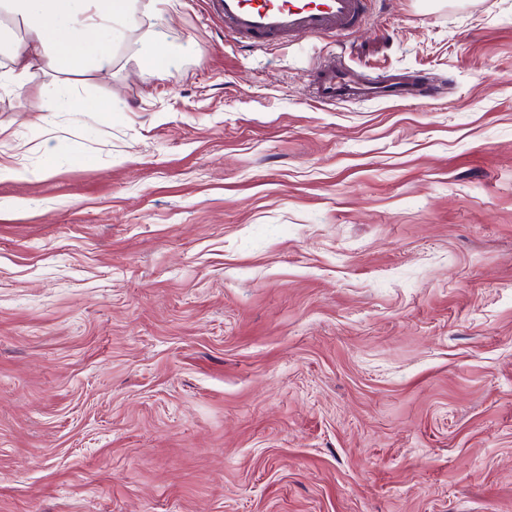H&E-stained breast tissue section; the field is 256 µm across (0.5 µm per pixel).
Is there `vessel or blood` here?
Returning a JSON list of instances; mask_svg holds the SVG:
<instances>
[{
    "label": "vessel or blood",
    "instance_id": "b4317fda",
    "mask_svg": "<svg viewBox=\"0 0 512 512\" xmlns=\"http://www.w3.org/2000/svg\"><path fill=\"white\" fill-rule=\"evenodd\" d=\"M224 28L252 45L273 38L343 35L365 19L368 0H216ZM314 99L324 106L367 100H405L413 92L400 74L353 80L351 68L332 61L317 68Z\"/></svg>",
    "mask_w": 512,
    "mask_h": 512
}]
</instances>
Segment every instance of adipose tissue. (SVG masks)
<instances>
[{
	"label": "adipose tissue",
	"mask_w": 512,
	"mask_h": 512,
	"mask_svg": "<svg viewBox=\"0 0 512 512\" xmlns=\"http://www.w3.org/2000/svg\"><path fill=\"white\" fill-rule=\"evenodd\" d=\"M169 0H0V87L24 92L33 70H107L112 47L140 16L153 18L143 34L148 63L165 76L172 66L168 34L158 19Z\"/></svg>",
	"instance_id": "obj_1"
}]
</instances>
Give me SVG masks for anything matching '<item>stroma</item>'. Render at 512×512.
Returning a JSON list of instances; mask_svg holds the SVG:
<instances>
[{
  "instance_id": "1",
  "label": "stroma",
  "mask_w": 512,
  "mask_h": 512,
  "mask_svg": "<svg viewBox=\"0 0 512 512\" xmlns=\"http://www.w3.org/2000/svg\"><path fill=\"white\" fill-rule=\"evenodd\" d=\"M163 23L169 76L0 90V512H512V0ZM334 57L437 95L320 105ZM224 29L252 45L273 38L343 35L365 19L368 0H215ZM47 112H82L81 102L76 101L64 86L52 87L47 93Z\"/></svg>"
}]
</instances>
